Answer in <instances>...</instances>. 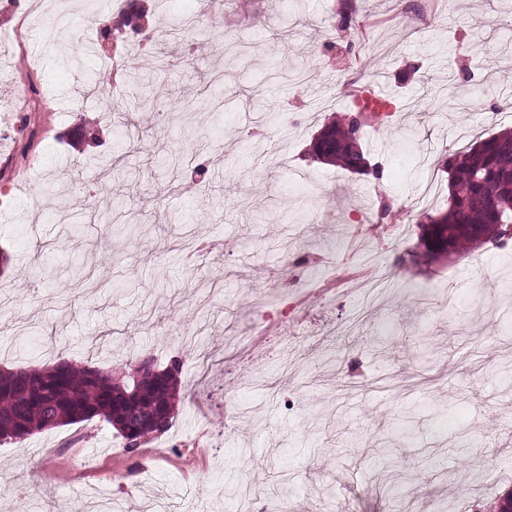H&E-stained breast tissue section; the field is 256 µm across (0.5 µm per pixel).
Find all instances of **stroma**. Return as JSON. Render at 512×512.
I'll return each mask as SVG.
<instances>
[{"label":"stroma","instance_id":"obj_1","mask_svg":"<svg viewBox=\"0 0 512 512\" xmlns=\"http://www.w3.org/2000/svg\"><path fill=\"white\" fill-rule=\"evenodd\" d=\"M55 2L72 14L58 44L0 42V69L72 91L61 105L31 102L33 133L18 141L15 88L0 82V147L18 180L41 185L0 198V368L184 362L165 333L176 321L212 352L208 376L223 385L192 387L182 371L172 428L133 454L98 419L1 442L0 504L24 495L31 512H102L92 493L103 489L112 512H208L195 498L205 487L218 512H237L247 483L259 512H417L423 497L494 512L512 490V247L417 266L406 256L411 202L424 193L423 211L447 207L438 158L512 126V86L498 82L512 70V0H253L235 28L225 19L236 0L219 11L207 0ZM142 10L153 26L193 15L199 34L194 60L154 83L171 114L163 132L153 113L122 111L132 85L105 112L104 70L84 41L108 25L102 49L121 55L138 41L127 18ZM379 12L395 23L359 40ZM215 72L218 115L200 95ZM349 83L389 102L364 125L378 179L310 155L352 109ZM201 237L214 245L204 265L190 259ZM292 252L310 263L286 265ZM281 296L314 330L357 321L335 372L285 324L253 326L245 353L225 351V325ZM228 409L242 418L220 451L198 448L201 426ZM77 451L92 469L73 468Z\"/></svg>","mask_w":512,"mask_h":512}]
</instances>
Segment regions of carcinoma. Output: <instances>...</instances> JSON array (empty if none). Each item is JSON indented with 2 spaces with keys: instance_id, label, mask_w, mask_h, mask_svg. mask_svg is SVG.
<instances>
[{
  "instance_id": "1",
  "label": "carcinoma",
  "mask_w": 512,
  "mask_h": 512,
  "mask_svg": "<svg viewBox=\"0 0 512 512\" xmlns=\"http://www.w3.org/2000/svg\"><path fill=\"white\" fill-rule=\"evenodd\" d=\"M357 114H346L315 137L312 158L334 163L355 174L363 154L362 127H353ZM448 173V207L419 223L417 249L424 258L460 255L492 243L508 247L512 227V128L476 141L439 160ZM136 370L121 377L112 371L76 367L60 362L47 368L0 371V441L24 439L36 431L89 422L95 418L111 426L131 425L119 431L124 450L133 453L153 435L169 431L179 397L180 361L160 370L154 381L135 386ZM168 412L165 427L155 428L153 417Z\"/></svg>"
}]
</instances>
